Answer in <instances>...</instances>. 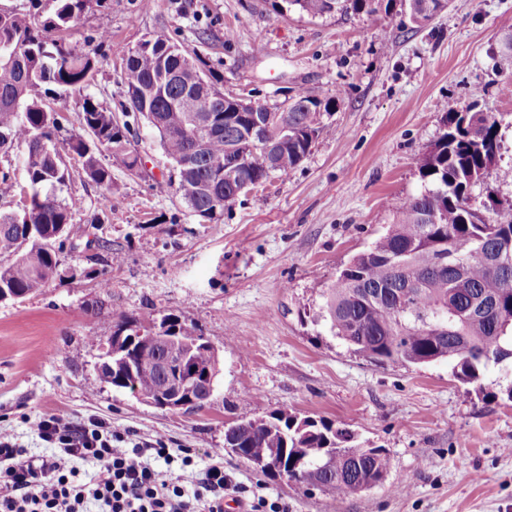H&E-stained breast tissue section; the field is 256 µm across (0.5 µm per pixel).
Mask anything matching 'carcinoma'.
Wrapping results in <instances>:
<instances>
[{
    "mask_svg": "<svg viewBox=\"0 0 512 512\" xmlns=\"http://www.w3.org/2000/svg\"><path fill=\"white\" fill-rule=\"evenodd\" d=\"M103 0H47L44 17L25 9H0V153L25 148L20 184L12 166L0 169V196L25 191L28 203L0 213V293L24 298L62 278L60 254L74 252L82 238L74 222L76 198L61 197L74 165L95 185L112 191L108 158L139 172L133 147L139 122L157 130L164 154L182 165L176 179L155 181L161 194H174L194 216L213 221L270 175L288 174L327 129L323 115L333 98L299 92L268 104L224 94L221 80L197 55L157 33L129 51L122 68L125 105L115 115L90 96L82 102L78 133L59 138L57 112L39 96L43 85L81 89L96 70V56L78 53L65 35L89 3ZM375 0H271L273 10L311 18L332 13L375 11ZM417 27L448 9V0H405ZM263 119L262 133L276 141L267 154L254 145L251 117ZM500 149L495 116L466 109L446 112L442 129L419 160L423 190L394 206V222L371 246L352 257L327 289L323 320L332 336L354 354L379 364L425 365L446 361L464 383L497 367L512 372V201H492L481 211L471 204L473 188L495 163ZM166 336L190 345L199 376L214 373L220 360L215 342L193 324L165 316ZM129 322L112 325V349L128 343ZM165 343H135L133 370L113 359L102 380L143 399L165 382ZM224 448L255 471L277 463L288 480L344 497L385 483L390 458L384 448H361L334 424L286 410L248 419L224 430Z\"/></svg>",
    "mask_w": 512,
    "mask_h": 512,
    "instance_id": "cac0c4a2",
    "label": "carcinoma"
}]
</instances>
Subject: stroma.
I'll return each mask as SVG.
<instances>
[{"label": "stroma", "mask_w": 512, "mask_h": 512, "mask_svg": "<svg viewBox=\"0 0 512 512\" xmlns=\"http://www.w3.org/2000/svg\"><path fill=\"white\" fill-rule=\"evenodd\" d=\"M159 32L194 49L225 94L335 98L323 118L332 132L212 222L155 191L173 166L147 123L137 143L144 173L113 165L107 196L74 175L68 191L83 202L76 223L99 216L91 236L123 262L102 288L89 263L66 253L75 276L0 302V430L29 456L50 453L32 429L49 416L100 418L141 442L164 437L192 449L194 469L223 460L236 483L224 512L254 496L285 502L288 512H512V379L492 367L464 384L445 362L376 364L350 353L318 316L337 271L393 223L391 202L422 190L418 160L444 113L472 104L500 121L496 162L472 202L512 199V100L502 96L512 73L496 65L512 35V0H453L420 29L401 0L322 18L278 15L270 0H106L69 34L77 50L97 54L91 80L49 96L67 129H78L84 96L117 105L124 55ZM119 314L135 330L174 315L215 339L221 373L202 410L160 409L102 380ZM279 409L386 449L384 486L337 498L264 476L225 450V426Z\"/></svg>", "instance_id": "1"}]
</instances>
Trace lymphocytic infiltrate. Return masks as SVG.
<instances>
[{
  "instance_id": "obj_1",
  "label": "lymphocytic infiltrate",
  "mask_w": 512,
  "mask_h": 512,
  "mask_svg": "<svg viewBox=\"0 0 512 512\" xmlns=\"http://www.w3.org/2000/svg\"><path fill=\"white\" fill-rule=\"evenodd\" d=\"M34 430L52 445L48 456L22 458L9 434L0 432V512H224V491L232 483L222 463L194 475L195 491L159 463H192L190 449L168 447L157 437L131 443L106 424L74 425L42 418ZM98 472L84 481L79 463Z\"/></svg>"
}]
</instances>
